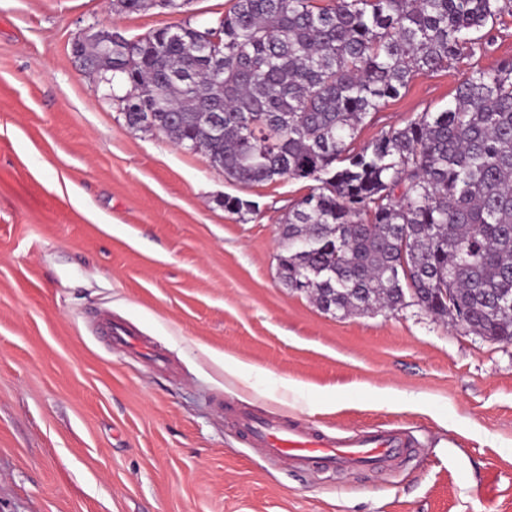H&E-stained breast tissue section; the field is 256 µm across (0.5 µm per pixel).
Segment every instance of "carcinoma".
<instances>
[{
  "mask_svg": "<svg viewBox=\"0 0 512 512\" xmlns=\"http://www.w3.org/2000/svg\"><path fill=\"white\" fill-rule=\"evenodd\" d=\"M512 0H233L207 28L83 45L132 127L207 142L243 184L316 182L288 208L279 275L334 315L449 288L466 331L512 336V60L478 68L454 104L391 126L359 151L358 126L416 74L482 52ZM218 35L219 52L207 48ZM133 94L153 112L128 109Z\"/></svg>",
  "mask_w": 512,
  "mask_h": 512,
  "instance_id": "1",
  "label": "carcinoma"
}]
</instances>
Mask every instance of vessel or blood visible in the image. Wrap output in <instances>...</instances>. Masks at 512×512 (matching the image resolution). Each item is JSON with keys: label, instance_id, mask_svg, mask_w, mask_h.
I'll return each mask as SVG.
<instances>
[{"label": "vessel or blood", "instance_id": "b4317fda", "mask_svg": "<svg viewBox=\"0 0 512 512\" xmlns=\"http://www.w3.org/2000/svg\"><path fill=\"white\" fill-rule=\"evenodd\" d=\"M109 334L115 344L148 355V344L123 327L110 325ZM238 427L267 457L287 459L290 468L298 471L316 467L335 472L390 471L413 454L401 437L387 432L364 431L343 439L250 415L241 416Z\"/></svg>", "mask_w": 512, "mask_h": 512}]
</instances>
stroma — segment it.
<instances>
[{"label": "stroma", "instance_id": "1", "mask_svg": "<svg viewBox=\"0 0 512 512\" xmlns=\"http://www.w3.org/2000/svg\"><path fill=\"white\" fill-rule=\"evenodd\" d=\"M230 6L0 0V512H512V345L412 302L322 312L278 277L279 218L310 181H229L129 126L72 51L89 27L136 39ZM510 58L506 14L485 52L416 75L352 149ZM228 195L253 212L226 211ZM108 317L167 368L114 347ZM282 379L303 397L274 399ZM243 411L342 436L398 430L417 453L395 472L299 473L244 440Z\"/></svg>", "mask_w": 512, "mask_h": 512}]
</instances>
